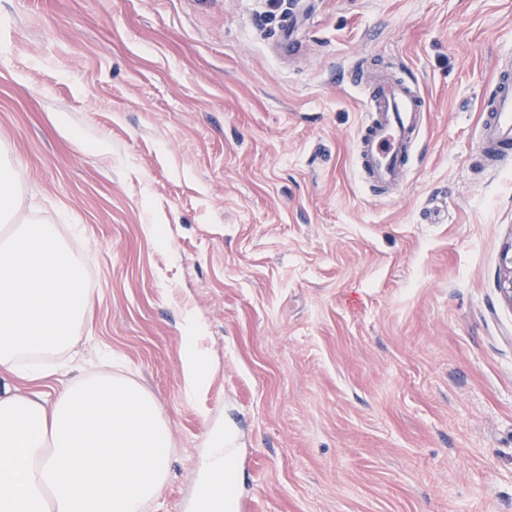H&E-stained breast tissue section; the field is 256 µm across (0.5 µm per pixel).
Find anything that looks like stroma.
<instances>
[{
    "instance_id": "stroma-1",
    "label": "stroma",
    "mask_w": 512,
    "mask_h": 512,
    "mask_svg": "<svg viewBox=\"0 0 512 512\" xmlns=\"http://www.w3.org/2000/svg\"><path fill=\"white\" fill-rule=\"evenodd\" d=\"M289 2L0 0L19 217L95 296L58 362L112 352L153 395L174 448L146 512H187L215 426L254 512H512V160L477 156L512 0H312L292 56ZM370 57L427 103L385 195L347 81ZM191 320L213 370L190 397Z\"/></svg>"
}]
</instances>
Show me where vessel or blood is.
<instances>
[{
    "label": "vessel or blood",
    "mask_w": 512,
    "mask_h": 512,
    "mask_svg": "<svg viewBox=\"0 0 512 512\" xmlns=\"http://www.w3.org/2000/svg\"><path fill=\"white\" fill-rule=\"evenodd\" d=\"M351 81L361 89L367 112L358 140L364 181L374 190L397 188L408 173L411 150L426 110L417 89L375 67L356 69ZM482 104L478 151L494 165L512 155V61L499 62Z\"/></svg>",
    "instance_id": "b4317fda"
}]
</instances>
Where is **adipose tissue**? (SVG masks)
Segmentation results:
<instances>
[{
    "instance_id": "ef3b65f1",
    "label": "adipose tissue",
    "mask_w": 512,
    "mask_h": 512,
    "mask_svg": "<svg viewBox=\"0 0 512 512\" xmlns=\"http://www.w3.org/2000/svg\"><path fill=\"white\" fill-rule=\"evenodd\" d=\"M19 180L0 160V512H141L169 477L173 442L150 393L109 371L64 379L55 397L32 381L57 373L94 305L80 262L51 224L13 223ZM190 325L180 367L187 391L212 365ZM224 431L207 435L197 492L202 512H223L233 483Z\"/></svg>"
}]
</instances>
